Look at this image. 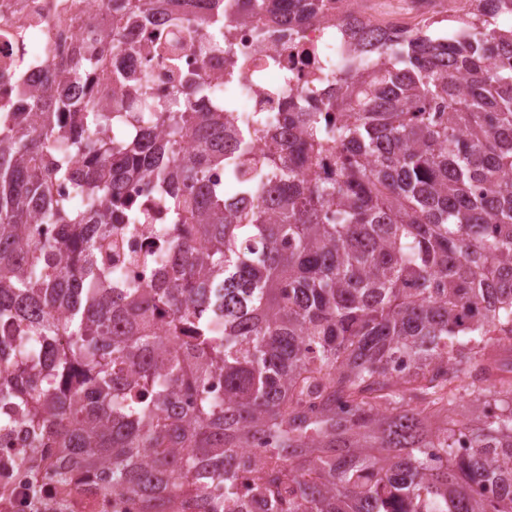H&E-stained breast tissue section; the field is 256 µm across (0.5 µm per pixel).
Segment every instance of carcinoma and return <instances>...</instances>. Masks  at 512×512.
Instances as JSON below:
<instances>
[{"instance_id": "carcinoma-1", "label": "carcinoma", "mask_w": 512, "mask_h": 512, "mask_svg": "<svg viewBox=\"0 0 512 512\" xmlns=\"http://www.w3.org/2000/svg\"><path fill=\"white\" fill-rule=\"evenodd\" d=\"M121 2L128 21L166 4ZM201 2L223 42L224 0ZM480 2L459 39L422 31L345 70L344 121L288 94L286 138L261 113L238 127L230 83L126 109L64 98L53 73L21 93L0 112V429L110 468L101 490L147 512H512V0ZM170 26L159 42L193 39L183 13ZM109 43L134 49L120 24ZM89 70L107 57L77 55L72 77ZM133 179L166 212L155 283L122 281L112 198ZM463 376L479 397L460 411Z\"/></svg>"}]
</instances>
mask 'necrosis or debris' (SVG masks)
<instances>
[{
    "label": "necrosis or debris",
    "mask_w": 512,
    "mask_h": 512,
    "mask_svg": "<svg viewBox=\"0 0 512 512\" xmlns=\"http://www.w3.org/2000/svg\"><path fill=\"white\" fill-rule=\"evenodd\" d=\"M326 18L298 25L290 35L258 41L256 30L270 24L267 9L253 0H225L224 22L230 28L224 50L207 54L199 50L209 39L207 24L197 25L194 42L183 44L176 63H169L157 37L165 32L168 17L158 14L130 31L136 48L110 50L107 33L119 23V12L108 0H0V111L11 110L21 91L45 87L49 68L67 73L77 47L111 51L112 72L85 73L67 83L68 95H93L105 103H127L145 83L157 96L170 95L185 76L206 81L223 91L228 62L238 66L236 110L241 119L265 112L282 118L286 90L313 91L326 100L335 83L326 65L357 54L365 31L377 28L380 43L387 44L404 32H417L423 21L444 18L449 29L474 16L476 0H416L408 21L373 22L363 0H327ZM23 427L0 430V512H145L136 496L113 497L99 490L94 474L73 473L61 482L55 469L31 479L19 457L28 455Z\"/></svg>",
    "instance_id": "4bbe7bcc"
}]
</instances>
